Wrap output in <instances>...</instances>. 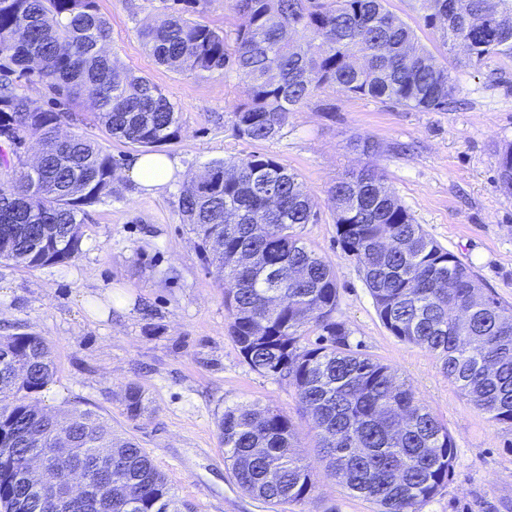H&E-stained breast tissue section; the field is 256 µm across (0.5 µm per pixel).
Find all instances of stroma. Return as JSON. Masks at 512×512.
Here are the masks:
<instances>
[{"instance_id":"stroma-1","label":"stroma","mask_w":512,"mask_h":512,"mask_svg":"<svg viewBox=\"0 0 512 512\" xmlns=\"http://www.w3.org/2000/svg\"><path fill=\"white\" fill-rule=\"evenodd\" d=\"M97 6L110 25L105 51L179 106V134L158 151L180 170L163 191L144 193L125 174L136 147L110 138L89 105L78 108L77 121H63V131L96 139L117 168L111 193L86 209L76 259L34 270L0 262V336L32 332L54 354L57 373L39 395L42 406L94 412L114 434L134 439L165 474L181 512H377L324 476L287 381L244 362L228 332L224 290L178 208L181 190L208 161L267 156L298 174L319 214L302 235L336 270L334 317L349 330L352 347L410 383L455 440L448 485L422 512H512V428L480 413L435 354L384 327L358 264L337 241L328 201L337 178L376 168L481 288L512 305V193L497 164L512 144V57L457 65L425 27L421 0H388L389 10L414 29L418 46L456 80L453 107L419 112L326 89L291 113L277 137L249 142L233 131V114L247 100L237 72L196 77L158 65L138 35L155 19L150 0H97ZM131 383L148 400L134 418L121 403ZM241 404L277 409L295 422L298 450L312 458L318 475L308 503L267 504L237 483L217 421Z\"/></svg>"}]
</instances>
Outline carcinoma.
<instances>
[{
    "instance_id": "1",
    "label": "carcinoma",
    "mask_w": 512,
    "mask_h": 512,
    "mask_svg": "<svg viewBox=\"0 0 512 512\" xmlns=\"http://www.w3.org/2000/svg\"><path fill=\"white\" fill-rule=\"evenodd\" d=\"M209 0H158L155 25L139 30L157 63L197 76L234 70L247 102L233 113L237 136L275 138L288 116L316 92L340 88L421 112L448 108L457 86L448 69L415 46L414 30L387 0H231L246 24L233 37L200 21ZM424 25L461 65L512 57V0H423ZM108 22L97 0H0V131L34 138L42 166L0 183V259L35 269L81 251L84 207L110 190L116 163L100 144L56 129L75 113L35 105L12 89L27 63L59 99L74 107L88 95L113 137L155 148L173 140L180 111L161 90L101 51ZM512 190V144L499 154ZM210 185L189 181L179 196L183 222L206 263L224 280L229 334L249 367L288 381L310 421L317 455L352 494L378 512H422L448 485L455 442L448 426L409 384L378 360L352 349L334 319L335 268L300 234L318 213L297 174L272 158L213 160ZM278 206L268 209L269 192ZM336 234L360 265L382 324L399 340L437 354L460 392L499 424L512 427V307L480 288L470 268L416 223L378 173L364 167L330 188ZM319 331L308 341L304 328ZM56 374L46 340L0 336V507L4 512H180L164 474L131 438L76 408L50 412L36 395ZM132 417L145 409L140 387L126 388ZM225 459L251 495L276 504L311 498L317 475L296 452L287 415L237 405L218 421ZM66 442L55 456L51 442ZM112 463V496L101 493L92 464ZM89 476L84 495L50 504L32 482L73 472Z\"/></svg>"
}]
</instances>
